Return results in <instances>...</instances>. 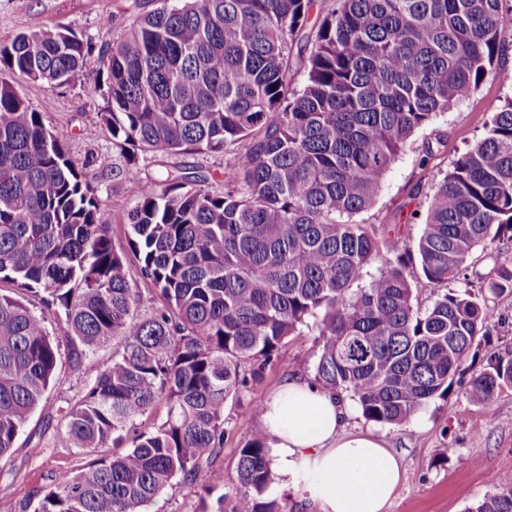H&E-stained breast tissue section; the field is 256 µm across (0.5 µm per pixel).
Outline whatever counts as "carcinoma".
<instances>
[{
  "mask_svg": "<svg viewBox=\"0 0 512 512\" xmlns=\"http://www.w3.org/2000/svg\"><path fill=\"white\" fill-rule=\"evenodd\" d=\"M94 53L67 28L0 42V464L54 380L59 344L28 292L64 317L71 364L117 343L59 441L108 448L36 486L33 512H148L200 477L217 512H288L264 497L265 436L237 450L235 480L212 456L229 401L253 392L288 338L316 320L319 387L368 422L400 427L446 399L489 335L512 265L478 247L512 243V98L433 189L415 247L390 223L356 220L412 135L494 74L512 41L506 0H150ZM317 14H312L313 8ZM96 59L91 93L127 164L138 153L228 156L224 191L203 167L166 166L121 205L129 251L67 144L20 81L61 88ZM302 74L300 87L294 77ZM137 276L127 269V253ZM428 285L427 304L415 280ZM160 305L140 311L142 288ZM512 389L492 354L467 388L488 404ZM165 401L167 418L134 422ZM466 512H512V477Z\"/></svg>",
  "mask_w": 512,
  "mask_h": 512,
  "instance_id": "obj_1",
  "label": "carcinoma"
}]
</instances>
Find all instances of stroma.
<instances>
[{"instance_id":"35a3bbf8","label":"stroma","mask_w":512,"mask_h":512,"mask_svg":"<svg viewBox=\"0 0 512 512\" xmlns=\"http://www.w3.org/2000/svg\"><path fill=\"white\" fill-rule=\"evenodd\" d=\"M143 2L0 0V41L25 30L61 26L97 44L105 35H119L131 18L142 12ZM92 76L87 69L63 88L22 82L17 90L36 105L50 101L45 122L67 142L74 159L92 177L102 206L125 204L130 183L151 188L167 161L144 157L135 164H126L102 126L100 114L106 105L103 95L87 91ZM505 96H512V85L488 78L454 111L416 131L387 172L374 208L364 213L365 222L377 224L400 211L425 210L435 183L481 137L488 102ZM436 138L442 140V147L434 158L423 159V144ZM116 166L123 167L121 176H113ZM494 308L504 322L492 327L488 339L472 349L468 362L475 371L483 367L490 354L512 357V297L496 299ZM315 334V327L309 326L300 335L290 337L279 360L266 370L256 395H268L291 376L311 379ZM111 357V348H104L77 369L72 368L68 357H61L55 384L20 432L9 461L0 466V512H22L34 486L47 483L60 466L81 457L80 449L57 443L61 428L58 410L79 400ZM251 398L242 395L229 402L226 409L230 433L214 465L223 469L228 484L235 479L238 448L262 431ZM418 417V422L400 428L379 429L388 447L400 454L404 468L388 512H465L494 492L505 474L512 473L511 389L485 406L472 403L465 386L459 385L449 399L431 402ZM216 507L215 497L204 492L202 480L180 477L172 490L157 498L152 512H215Z\"/></svg>"}]
</instances>
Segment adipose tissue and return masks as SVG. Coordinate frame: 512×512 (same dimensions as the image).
<instances>
[{
  "mask_svg": "<svg viewBox=\"0 0 512 512\" xmlns=\"http://www.w3.org/2000/svg\"><path fill=\"white\" fill-rule=\"evenodd\" d=\"M349 416L348 404L297 377L267 396L268 496L293 490L311 512H388L402 459L375 431L349 427Z\"/></svg>",
  "mask_w": 512,
  "mask_h": 512,
  "instance_id": "ef3b65f1",
  "label": "adipose tissue"
}]
</instances>
